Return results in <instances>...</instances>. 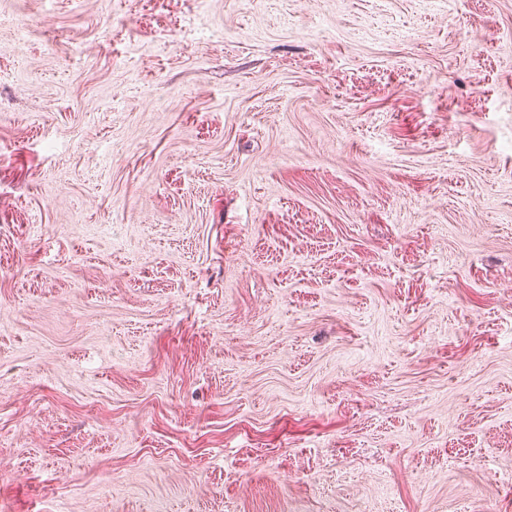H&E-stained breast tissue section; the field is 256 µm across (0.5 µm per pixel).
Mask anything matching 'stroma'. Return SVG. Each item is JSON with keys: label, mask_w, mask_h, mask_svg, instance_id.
<instances>
[{"label": "stroma", "mask_w": 512, "mask_h": 512, "mask_svg": "<svg viewBox=\"0 0 512 512\" xmlns=\"http://www.w3.org/2000/svg\"><path fill=\"white\" fill-rule=\"evenodd\" d=\"M0 512H512V0H0Z\"/></svg>", "instance_id": "1"}]
</instances>
